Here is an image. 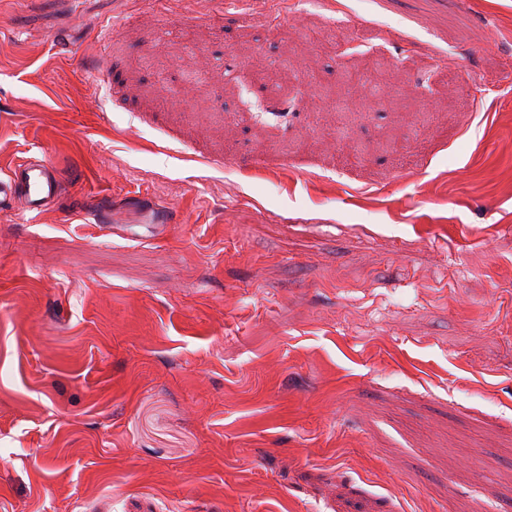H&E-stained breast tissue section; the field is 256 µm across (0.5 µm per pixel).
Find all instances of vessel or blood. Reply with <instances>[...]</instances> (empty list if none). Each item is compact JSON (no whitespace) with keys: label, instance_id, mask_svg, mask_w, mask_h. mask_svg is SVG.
Returning a JSON list of instances; mask_svg holds the SVG:
<instances>
[{"label":"vessel or blood","instance_id":"obj_1","mask_svg":"<svg viewBox=\"0 0 512 512\" xmlns=\"http://www.w3.org/2000/svg\"><path fill=\"white\" fill-rule=\"evenodd\" d=\"M59 193L60 182L48 160L28 158L0 173V202L23 199L30 218L48 209Z\"/></svg>","mask_w":512,"mask_h":512}]
</instances>
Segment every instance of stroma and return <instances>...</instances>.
Returning <instances> with one entry per match:
<instances>
[{"label": "stroma", "instance_id": "obj_1", "mask_svg": "<svg viewBox=\"0 0 512 512\" xmlns=\"http://www.w3.org/2000/svg\"><path fill=\"white\" fill-rule=\"evenodd\" d=\"M238 2L0 0V512H512V0ZM60 193V182L46 158H27L0 175V202L22 198L24 212L36 219Z\"/></svg>", "mask_w": 512, "mask_h": 512}]
</instances>
